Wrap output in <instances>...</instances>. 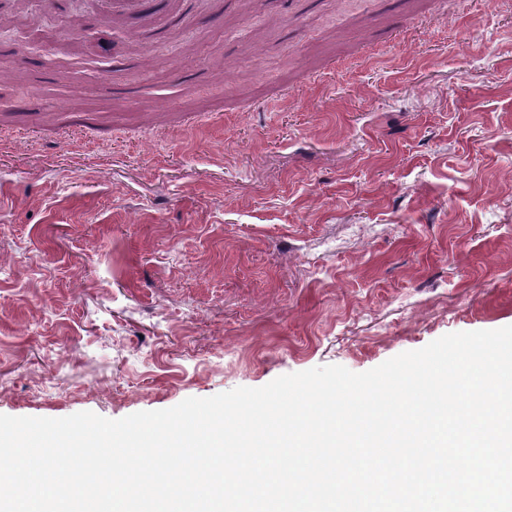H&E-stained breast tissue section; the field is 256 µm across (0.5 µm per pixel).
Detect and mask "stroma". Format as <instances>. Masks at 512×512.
I'll use <instances>...</instances> for the list:
<instances>
[{
    "label": "stroma",
    "instance_id": "stroma-1",
    "mask_svg": "<svg viewBox=\"0 0 512 512\" xmlns=\"http://www.w3.org/2000/svg\"><path fill=\"white\" fill-rule=\"evenodd\" d=\"M0 28V414L512 325V0H10ZM157 0H100L104 17L113 15H135L144 11L150 3Z\"/></svg>",
    "mask_w": 512,
    "mask_h": 512
}]
</instances>
